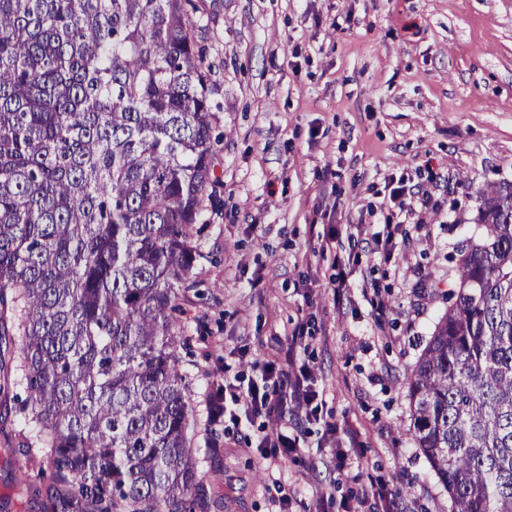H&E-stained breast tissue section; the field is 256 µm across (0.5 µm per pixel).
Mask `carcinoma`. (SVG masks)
Returning <instances> with one entry per match:
<instances>
[{"mask_svg": "<svg viewBox=\"0 0 512 512\" xmlns=\"http://www.w3.org/2000/svg\"><path fill=\"white\" fill-rule=\"evenodd\" d=\"M193 0H0V392L44 512H212L171 313L213 166ZM409 381L450 512H512V184ZM21 337L15 343L14 337ZM16 392L21 393L23 396L22 388L19 385L12 387L8 395L3 396V394L0 393V428L3 426L6 431L12 432V434L21 428H25L23 419L20 418V415L15 411L16 404L13 400V395H15ZM27 430L28 429H26V431Z\"/></svg>", "mask_w": 512, "mask_h": 512, "instance_id": "1", "label": "carcinoma"}]
</instances>
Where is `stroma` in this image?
Segmentation results:
<instances>
[{"mask_svg":"<svg viewBox=\"0 0 512 512\" xmlns=\"http://www.w3.org/2000/svg\"><path fill=\"white\" fill-rule=\"evenodd\" d=\"M205 48L221 141L216 208L195 242V285L173 332L198 419L209 385L249 380L288 350L323 392L307 446L326 423L358 435L357 465L318 454L276 463L256 448L264 421L228 427L200 470L218 512H334L372 482L393 481L402 512H448V493L410 431L408 381L457 280L452 258L479 238L482 191L512 184V0H204ZM447 179L439 213L410 228L391 262L339 267L321 235L357 224L387 178ZM344 275L350 288L336 295ZM378 281L384 325L365 287ZM22 455L0 450V512H39L16 492Z\"/></svg>","mask_w":512,"mask_h":512,"instance_id":"stroma-1","label":"stroma"}]
</instances>
